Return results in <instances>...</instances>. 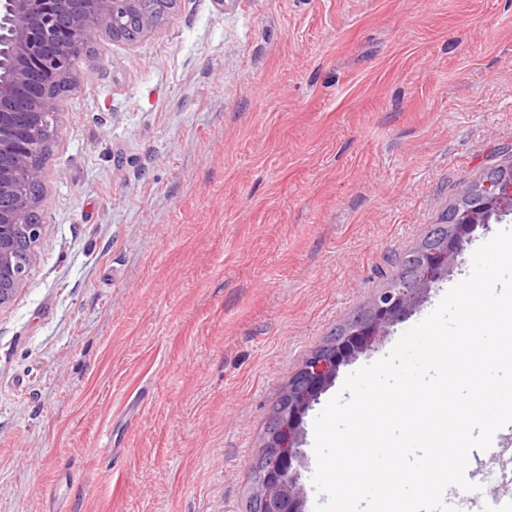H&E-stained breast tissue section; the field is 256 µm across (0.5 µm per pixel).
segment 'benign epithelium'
Listing matches in <instances>:
<instances>
[{
  "label": "benign epithelium",
  "instance_id": "7a95c632",
  "mask_svg": "<svg viewBox=\"0 0 512 512\" xmlns=\"http://www.w3.org/2000/svg\"><path fill=\"white\" fill-rule=\"evenodd\" d=\"M178 2L98 0L99 8L88 12L85 0H0V12L12 22L14 58L11 70L0 74V307L23 287L43 229L27 223V217L37 206L31 191L44 180L29 156L41 148L60 110V99L47 88L61 77L75 87L80 84L70 59L87 53L90 35L125 40L134 25L141 37L158 28ZM511 215L512 172L481 182L467 203L455 205L444 232L420 250L418 272L379 291L363 315L307 357L289 380L265 432L255 465L257 512H305L297 467L303 420L313 404L341 366L384 341L389 329L448 277L477 225L499 223Z\"/></svg>",
  "mask_w": 512,
  "mask_h": 512
}]
</instances>
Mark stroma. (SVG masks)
I'll return each mask as SVG.
<instances>
[{
    "mask_svg": "<svg viewBox=\"0 0 512 512\" xmlns=\"http://www.w3.org/2000/svg\"><path fill=\"white\" fill-rule=\"evenodd\" d=\"M75 71L0 307V512H250L291 376L512 167V0H180ZM503 227L309 411L306 512L324 404Z\"/></svg>",
    "mask_w": 512,
    "mask_h": 512,
    "instance_id": "obj_1",
    "label": "stroma"
}]
</instances>
